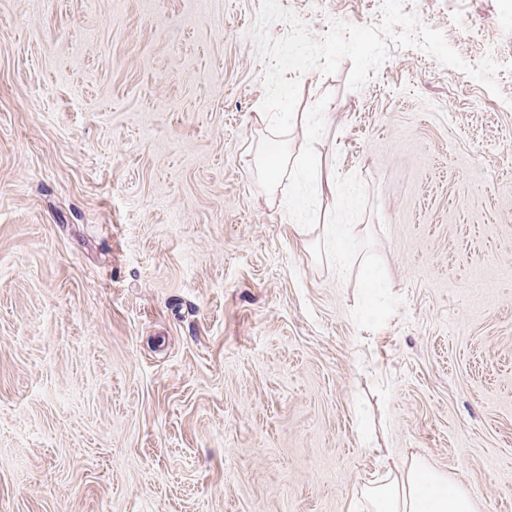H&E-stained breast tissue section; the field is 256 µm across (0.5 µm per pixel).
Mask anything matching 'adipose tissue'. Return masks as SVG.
I'll return each instance as SVG.
<instances>
[{"instance_id":"obj_1","label":"adipose tissue","mask_w":512,"mask_h":512,"mask_svg":"<svg viewBox=\"0 0 512 512\" xmlns=\"http://www.w3.org/2000/svg\"><path fill=\"white\" fill-rule=\"evenodd\" d=\"M364 496L373 512H473L463 487L418 460L405 468H387Z\"/></svg>"}]
</instances>
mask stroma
I'll return each instance as SVG.
<instances>
[{
	"mask_svg": "<svg viewBox=\"0 0 512 512\" xmlns=\"http://www.w3.org/2000/svg\"><path fill=\"white\" fill-rule=\"evenodd\" d=\"M259 6L0 0V512H365L415 457L512 512V70L304 73L270 205ZM404 10L512 52V0Z\"/></svg>",
	"mask_w": 512,
	"mask_h": 512,
	"instance_id": "obj_1",
	"label": "stroma"
}]
</instances>
